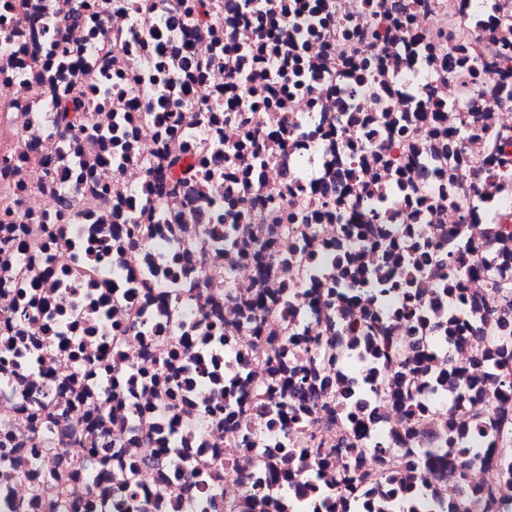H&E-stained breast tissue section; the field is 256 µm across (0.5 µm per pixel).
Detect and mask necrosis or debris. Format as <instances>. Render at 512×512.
Instances as JSON below:
<instances>
[{
    "label": "necrosis or debris",
    "instance_id": "1",
    "mask_svg": "<svg viewBox=\"0 0 512 512\" xmlns=\"http://www.w3.org/2000/svg\"><path fill=\"white\" fill-rule=\"evenodd\" d=\"M209 2L206 26L190 0H154L147 14L139 0H0V327L21 338L0 345V512H74L52 479L71 467L88 493L134 477L147 512H200L201 472L218 478L216 512H249L258 484L260 512H276L282 497L314 495L277 480L281 449L369 451L383 439L396 456L445 457L448 424L471 404L487 409L486 445L463 469L414 471L422 505L512 512L493 455L512 443V399L490 401L477 363L499 357L481 322L512 336L496 290L512 284V0ZM63 10L79 20L58 33ZM59 38L75 52L66 69ZM80 89L90 119L63 131L54 105ZM258 128L273 132L271 152H252ZM174 149L204 173L169 204L152 187ZM377 212L381 246L344 238L343 225ZM135 224L150 236L130 238ZM231 224L273 242L262 264L225 244ZM340 241L372 271L413 242L451 255L447 268L413 272L426 324L396 318L379 283L346 300L329 269L300 271V256ZM87 258L93 275L59 279ZM259 293L291 333L344 349L346 322L375 320L416 351L451 312L453 340L413 376L415 433L401 429L390 366L374 377L336 367L339 386L372 394L380 414L349 429L269 393L274 341L254 335L262 316L250 306ZM191 328L189 354L166 361L155 337ZM211 365L235 372L232 409L203 373ZM450 370L451 388L440 381ZM166 376L193 381L191 398L162 404ZM257 394L271 397L266 412L253 409ZM247 435L253 447L237 450Z\"/></svg>",
    "mask_w": 512,
    "mask_h": 512
}]
</instances>
